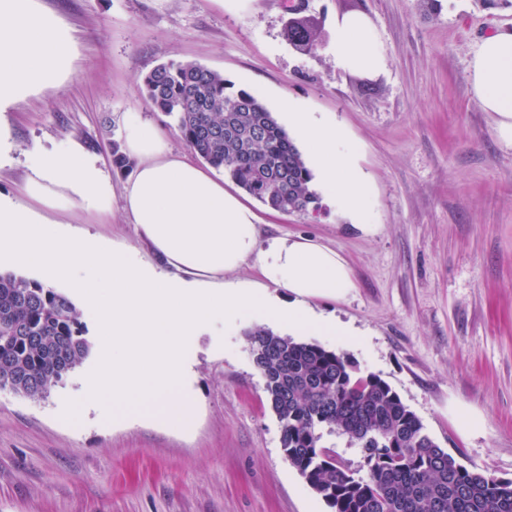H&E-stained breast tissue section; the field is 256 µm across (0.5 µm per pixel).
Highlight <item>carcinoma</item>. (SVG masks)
<instances>
[{
	"instance_id": "obj_1",
	"label": "carcinoma",
	"mask_w": 512,
	"mask_h": 512,
	"mask_svg": "<svg viewBox=\"0 0 512 512\" xmlns=\"http://www.w3.org/2000/svg\"><path fill=\"white\" fill-rule=\"evenodd\" d=\"M286 30L301 53L316 49L311 19L294 5ZM142 93L180 137L261 204L283 213L319 208L303 153L256 96L201 64L168 62ZM83 314L65 294L0 273V387L45 398L88 358ZM281 425L289 464L332 512H512V481L469 468L441 448L399 395L347 355L255 327L245 332ZM361 448L358 476L323 432Z\"/></svg>"
}]
</instances>
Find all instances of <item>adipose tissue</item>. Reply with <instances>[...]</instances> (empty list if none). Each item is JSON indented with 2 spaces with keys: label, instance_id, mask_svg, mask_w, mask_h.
Listing matches in <instances>:
<instances>
[{
  "label": "adipose tissue",
  "instance_id": "obj_1",
  "mask_svg": "<svg viewBox=\"0 0 512 512\" xmlns=\"http://www.w3.org/2000/svg\"><path fill=\"white\" fill-rule=\"evenodd\" d=\"M71 53L69 29L37 0H0V112L59 82L70 69ZM333 54L346 70L379 68L373 30L362 14L337 18ZM470 82L483 109L498 115L500 136L512 140V30L483 41ZM282 108L289 129L307 148L319 186L341 211L363 219L368 181L344 131L294 100ZM125 148L137 164L121 189H114L97 157L72 147L34 154L24 200L0 194V259L66 284L94 315L96 365L84 393L71 402L69 419L80 421L95 410L117 422L122 409L147 404L161 420L185 422L194 411L184 391L193 338L219 321L256 317L291 331L348 335L345 325L306 304L311 297H342L354 289L336 251L301 237L260 244L253 207L197 163L173 153L145 123L126 125ZM116 194L156 263L96 235L71 233L37 213L41 206L77 207L103 217ZM252 260L263 287L233 278ZM279 288L284 296H276Z\"/></svg>",
  "mask_w": 512,
  "mask_h": 512
}]
</instances>
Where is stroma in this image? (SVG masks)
Returning a JSON list of instances; mask_svg holds the SVG:
<instances>
[{
	"label": "stroma",
	"mask_w": 512,
	"mask_h": 512,
	"mask_svg": "<svg viewBox=\"0 0 512 512\" xmlns=\"http://www.w3.org/2000/svg\"><path fill=\"white\" fill-rule=\"evenodd\" d=\"M71 29L69 76L5 113L14 161L0 193L21 196L32 154L79 145L100 158L113 186L111 143L133 118L154 127L173 153L187 152L173 120L140 91L162 63L193 62L279 112L291 98L324 112L357 147L370 178L365 228L328 200L319 211L258 206L261 240L302 235L335 250L355 283L310 306L349 326V345L301 339L348 355L386 381L442 448L494 479L512 480V142L497 131L470 84L484 37L512 28V8L489 0H303L319 45L293 49L292 0H251L231 12L218 0H39ZM363 13L382 67H339L336 17ZM75 233L154 259L120 198L106 220L80 209L47 211ZM216 323L190 352L187 424L138 418L114 427L72 426L65 399L89 367L44 399L0 391V512H331L289 464L281 427L244 335Z\"/></svg>",
	"instance_id": "1"
}]
</instances>
